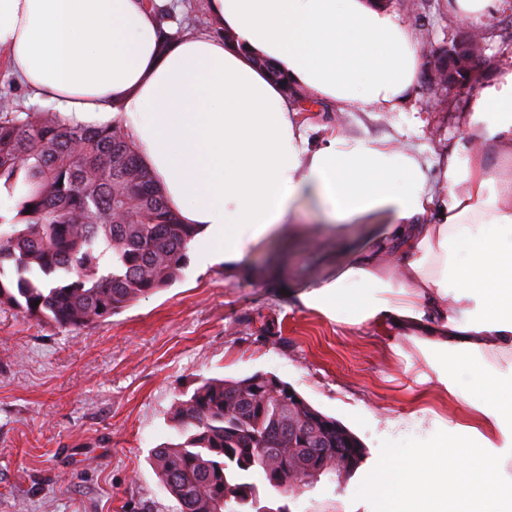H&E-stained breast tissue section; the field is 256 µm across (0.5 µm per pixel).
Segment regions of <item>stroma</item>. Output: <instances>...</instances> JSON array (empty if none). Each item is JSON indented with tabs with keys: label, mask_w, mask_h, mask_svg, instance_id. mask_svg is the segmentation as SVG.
Returning <instances> with one entry per match:
<instances>
[{
	"label": "stroma",
	"mask_w": 512,
	"mask_h": 512,
	"mask_svg": "<svg viewBox=\"0 0 512 512\" xmlns=\"http://www.w3.org/2000/svg\"><path fill=\"white\" fill-rule=\"evenodd\" d=\"M421 40L412 110L339 113L311 106L317 124L351 138H390L418 152L432 188L457 142L483 146L465 130L471 93L432 81L439 55L464 36L445 0H385ZM488 65L480 84L512 63V0L483 22ZM376 217L326 227L301 204L294 239H264L232 269L189 262L181 278L81 330L0 308V512H177L150 460L174 442L170 408L201 379L257 373L289 383L361 441L364 456L344 480L321 476L294 492L272 490L253 472L270 512H376L365 485L390 454L453 446L448 425L466 405L430 380L409 331L338 322L308 309L301 293L333 279L353 248L369 244Z\"/></svg>",
	"instance_id": "1"
}]
</instances>
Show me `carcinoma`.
I'll list each match as a JSON object with an SVG mask.
<instances>
[{"label":"carcinoma","instance_id":"cac0c4a2","mask_svg":"<svg viewBox=\"0 0 512 512\" xmlns=\"http://www.w3.org/2000/svg\"><path fill=\"white\" fill-rule=\"evenodd\" d=\"M0 307L61 327L86 328L170 286L188 264L196 229L179 223L119 126L63 121L58 112L0 108ZM138 212L126 215L127 201ZM32 209H27V206ZM39 305H34V301ZM274 375L206 379L171 407L180 441L151 452L179 512H261L249 472L292 492L293 461L314 477L351 475L360 440ZM274 445L265 457L259 449Z\"/></svg>","mask_w":512,"mask_h":512}]
</instances>
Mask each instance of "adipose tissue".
I'll return each mask as SVG.
<instances>
[{"instance_id": "1", "label": "adipose tissue", "mask_w": 512, "mask_h": 512, "mask_svg": "<svg viewBox=\"0 0 512 512\" xmlns=\"http://www.w3.org/2000/svg\"><path fill=\"white\" fill-rule=\"evenodd\" d=\"M219 36L166 37L145 0H0V49L12 75L48 95L68 121L116 124L179 221L190 250L231 266L281 233L300 200L329 222L379 214L371 246L334 279L301 294L337 320L418 327L416 344L459 394L475 393L463 433L478 446L446 459L434 446L393 455L368 491L379 512H512V183L489 161L512 159V68L463 114L484 150L457 143L433 194L419 158L379 138H318L289 88L345 112H397L421 63L417 32L380 0H207ZM456 309L448 311L446 297Z\"/></svg>"}]
</instances>
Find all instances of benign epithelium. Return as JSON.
Segmentation results:
<instances>
[{
  "label": "benign epithelium",
  "instance_id": "1",
  "mask_svg": "<svg viewBox=\"0 0 512 512\" xmlns=\"http://www.w3.org/2000/svg\"><path fill=\"white\" fill-rule=\"evenodd\" d=\"M487 66L483 34L474 30L448 46L446 55L434 66L432 77L438 85L460 88L476 83Z\"/></svg>",
  "mask_w": 512,
  "mask_h": 512
}]
</instances>
